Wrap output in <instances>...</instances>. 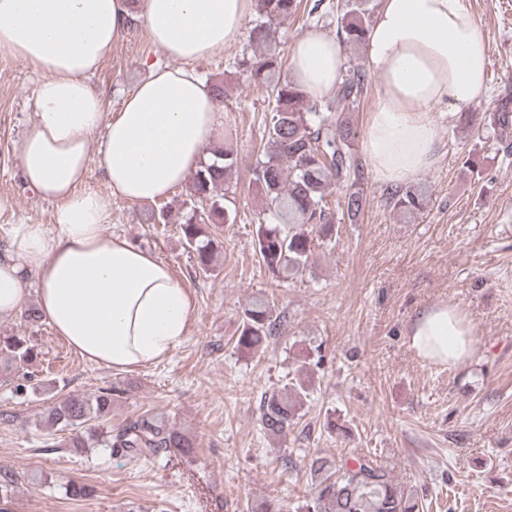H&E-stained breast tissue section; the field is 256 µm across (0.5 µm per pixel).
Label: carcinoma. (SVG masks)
Here are the masks:
<instances>
[{"mask_svg": "<svg viewBox=\"0 0 512 512\" xmlns=\"http://www.w3.org/2000/svg\"><path fill=\"white\" fill-rule=\"evenodd\" d=\"M257 9L249 32L252 54L237 66L250 82L266 89L268 116L262 132L259 157L250 185L266 203L253 238V247L264 268L276 279L305 271L313 256L314 239L333 235L336 211L328 203L331 188L341 192L337 204L354 219L364 203L365 164L355 148L357 127L346 110L360 103L368 92V72L360 65L349 68L337 83L335 98L315 100L283 74V58L272 37L271 26L283 23L301 11L302 0H256ZM376 8L373 0H336V37L353 48L367 40ZM213 159L201 165L188 182L194 203L185 210L151 208L147 224H177L184 241L194 248L197 264L204 271L211 262L212 224H234L237 210L224 204L217 189L229 186L237 169L236 153L212 148ZM423 193L398 187L387 193V203L410 214L422 209ZM281 322L273 316L270 302L257 298L243 310L237 347L254 350L268 338L279 335ZM37 351L30 337L0 336V363L6 367L27 363ZM307 386L297 376L283 389L265 392L259 404L263 430L286 436L299 416ZM113 390L103 389L93 399L72 396L48 409V420L63 428L96 419L98 429L89 436L77 435L70 446L90 444L108 448L131 459L157 457L172 450L184 453L193 442L170 426L164 417L144 411L112 427L107 416ZM311 471L322 476L317 483L316 512H422L420 498L395 483L378 460L362 455L330 462L317 457Z\"/></svg>", "mask_w": 512, "mask_h": 512, "instance_id": "obj_1", "label": "carcinoma"}]
</instances>
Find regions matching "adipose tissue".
<instances>
[{
  "instance_id": "adipose-tissue-1",
  "label": "adipose tissue",
  "mask_w": 512,
  "mask_h": 512,
  "mask_svg": "<svg viewBox=\"0 0 512 512\" xmlns=\"http://www.w3.org/2000/svg\"><path fill=\"white\" fill-rule=\"evenodd\" d=\"M135 11L152 44L177 64L150 66L107 113L88 76ZM254 12L255 0H0V49L40 76L35 119L17 145L23 179L57 204L53 226L15 225L0 254V315L23 307L34 278L41 314L90 363L131 370L183 341L194 300L169 265L107 233V197L85 188L89 153L98 152L110 195L128 202L183 185L224 136L194 64L223 54ZM289 64L320 100L335 91L345 52L335 36L312 31L293 42ZM365 66L380 92L362 151L380 181L401 186L435 162L436 107L456 112L484 98L487 48L465 0H382ZM473 334L458 309L436 305L414 320L411 346L422 359L456 366L471 359Z\"/></svg>"
}]
</instances>
